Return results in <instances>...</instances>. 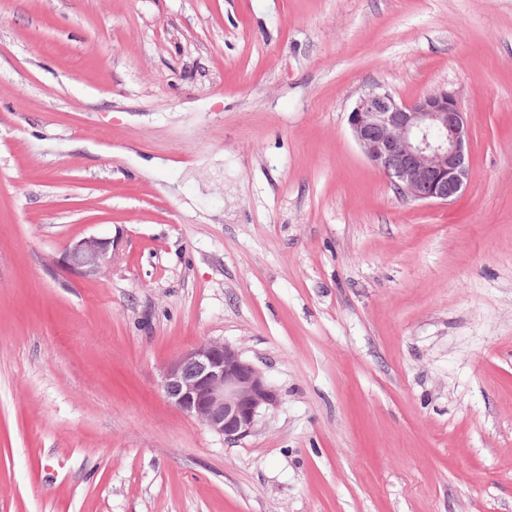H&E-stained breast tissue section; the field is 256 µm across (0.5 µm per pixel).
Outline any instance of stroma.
<instances>
[{
    "instance_id": "1",
    "label": "stroma",
    "mask_w": 512,
    "mask_h": 512,
    "mask_svg": "<svg viewBox=\"0 0 512 512\" xmlns=\"http://www.w3.org/2000/svg\"><path fill=\"white\" fill-rule=\"evenodd\" d=\"M370 84L457 92L454 202ZM208 339L279 392L245 439L161 388ZM0 512H512V0H0ZM348 125L399 197L445 205L464 191L472 133L456 91L439 87L403 101L371 85L358 95ZM113 242L108 238L88 236L70 240L62 261L68 270L85 277L103 274L112 263Z\"/></svg>"
}]
</instances>
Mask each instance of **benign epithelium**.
Wrapping results in <instances>:
<instances>
[{
	"mask_svg": "<svg viewBox=\"0 0 512 512\" xmlns=\"http://www.w3.org/2000/svg\"><path fill=\"white\" fill-rule=\"evenodd\" d=\"M348 125L366 159L399 197L445 205L464 191L471 128L456 91L439 87L403 101L371 85L358 95ZM112 246L108 238L72 239L62 261L76 274L98 276L112 263ZM163 389L178 409L233 441L252 435L261 410L278 401L264 373L235 346L218 340L201 342L170 361Z\"/></svg>",
	"mask_w": 512,
	"mask_h": 512,
	"instance_id": "obj_1",
	"label": "benign epithelium"
}]
</instances>
